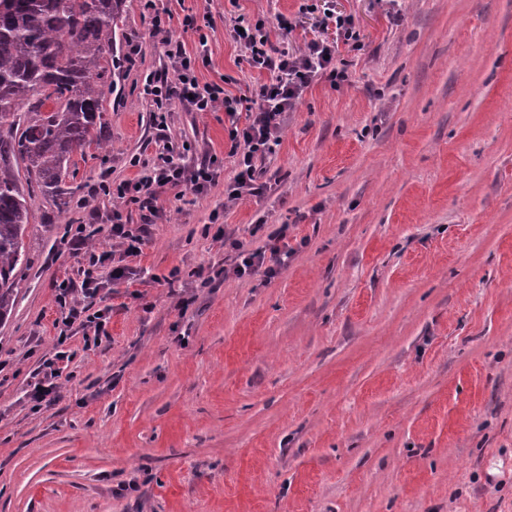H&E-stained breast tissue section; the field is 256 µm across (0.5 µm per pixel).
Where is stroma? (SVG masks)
<instances>
[{
  "instance_id": "obj_1",
  "label": "stroma",
  "mask_w": 512,
  "mask_h": 512,
  "mask_svg": "<svg viewBox=\"0 0 512 512\" xmlns=\"http://www.w3.org/2000/svg\"><path fill=\"white\" fill-rule=\"evenodd\" d=\"M225 0H155L200 83L248 94ZM303 0H237L233 15L319 25ZM144 0H125L104 86L106 151L77 160L68 222L34 204L11 315L0 321V512H512V0H331L358 43L349 79L320 78L261 162L260 195L229 200L224 112L168 106V60ZM208 16L184 29L185 11ZM216 160L204 193L163 190L137 255L111 233L105 183L140 176L161 141ZM93 224L107 338L75 332L54 405L34 373L61 329L56 287L81 283L68 225ZM287 226L275 278L204 285L232 242ZM223 239H216V231Z\"/></svg>"
}]
</instances>
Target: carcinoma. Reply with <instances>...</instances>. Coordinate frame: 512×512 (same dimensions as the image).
Segmentation results:
<instances>
[{
	"mask_svg": "<svg viewBox=\"0 0 512 512\" xmlns=\"http://www.w3.org/2000/svg\"><path fill=\"white\" fill-rule=\"evenodd\" d=\"M124 0H0V321L13 309L32 202L72 211V157L104 147L98 82L120 68Z\"/></svg>",
	"mask_w": 512,
	"mask_h": 512,
	"instance_id": "cac0c4a2",
	"label": "carcinoma"
}]
</instances>
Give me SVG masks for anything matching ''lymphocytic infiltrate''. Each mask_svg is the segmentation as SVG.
<instances>
[{
  "label": "lymphocytic infiltrate",
  "instance_id": "1",
  "mask_svg": "<svg viewBox=\"0 0 512 512\" xmlns=\"http://www.w3.org/2000/svg\"><path fill=\"white\" fill-rule=\"evenodd\" d=\"M331 21L336 32L334 39H310L303 46L291 49L285 45H272L265 19L248 21L241 16L231 18L227 36L240 46L251 68L268 71L271 75L269 82L258 85L250 95L237 98L226 96L219 85L200 83L196 75L195 57L188 54L181 44L172 41L165 19L153 15V32L160 37V45L173 73L172 78H153L147 82L146 92L157 106L153 113L157 130H164L167 125V113L162 110V103L175 100L184 104L189 111L213 112L221 109L232 119L236 118L238 112H249V123L241 129L231 128L229 132L231 153L237 161L228 196L236 199L256 193V162L271 154L278 145L285 114L296 107L304 89L323 76L336 83L348 79L346 68L338 64V43L358 40L359 34L350 17L335 15ZM216 177L214 159L191 165L184 158L175 156L172 147H164L154 158L148 175L113 185L112 197L120 207L134 204L146 213L143 224L133 226L124 221L120 207L113 210V238L119 239L125 253H139L150 224L160 213L158 200L161 190L189 186L201 193L214 184ZM94 235L95 231L90 225L79 224L72 230L69 240L73 249L87 252V267L83 271L80 288L87 299L97 293L99 270L108 259L107 254L89 251L88 243ZM286 238L287 231L282 228L271 236L266 247L248 250L243 245H236V257L230 266L220 269V277L225 280L256 274L267 279L275 277L288 258ZM73 291L71 284L65 283L60 286L57 295L65 329L76 327L84 331L90 329L97 334L104 333L107 323L105 311L99 309L90 312L86 307L77 306L71 300Z\"/></svg>",
  "mask_w": 512,
  "mask_h": 512
}]
</instances>
